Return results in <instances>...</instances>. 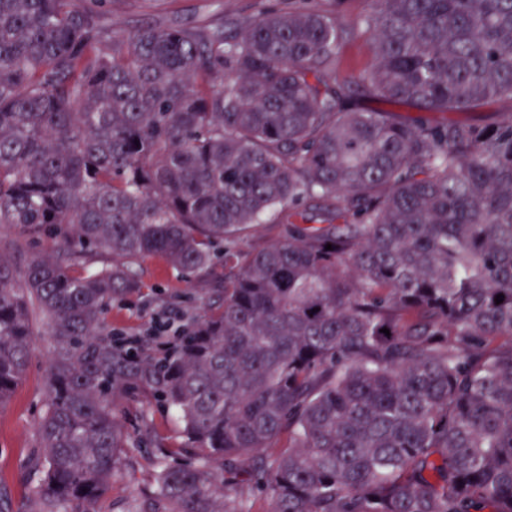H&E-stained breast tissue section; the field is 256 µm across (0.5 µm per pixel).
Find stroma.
Listing matches in <instances>:
<instances>
[{
    "label": "stroma",
    "instance_id": "1",
    "mask_svg": "<svg viewBox=\"0 0 512 512\" xmlns=\"http://www.w3.org/2000/svg\"><path fill=\"white\" fill-rule=\"evenodd\" d=\"M294 0H120L112 11V27L122 31L130 26L164 17L185 22L205 18L243 20L265 10L286 12ZM318 8L336 12L341 23H351L369 12L370 0H317ZM374 61V39L369 31L351 30L341 42L336 56L339 73L360 71ZM141 282L137 293L114 302L108 315L113 327L132 334L143 333L161 314L185 326L200 312L204 294L197 283L158 257L134 265ZM53 351L50 337H37L29 369L10 401L0 408V493L19 512L29 494L26 462L37 451L36 421L44 397L45 374ZM120 418L129 434L125 450L128 462L113 478L105 502L107 512H128L134 496L150 485L156 474L157 446L173 447L182 441L179 422L154 407L140 393L127 396L119 404Z\"/></svg>",
    "mask_w": 512,
    "mask_h": 512
}]
</instances>
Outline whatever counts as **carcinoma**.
Listing matches in <instances>:
<instances>
[{"mask_svg":"<svg viewBox=\"0 0 512 512\" xmlns=\"http://www.w3.org/2000/svg\"><path fill=\"white\" fill-rule=\"evenodd\" d=\"M115 2L0 0V405L54 342L27 512H104L133 391L184 441L131 512H512V113L345 95L512 100V0H373L343 78L333 12L116 32ZM219 242L172 349L112 330L134 263L201 279ZM374 61V39L367 30L349 32L341 42L336 56L338 73L360 71ZM352 98L358 101L365 108L373 110H384L396 112L402 118H416L438 122L443 120L466 119L475 123L485 124L497 120L502 115L512 113V101L509 100H492L476 109L465 113L459 112H418L416 109L407 105H390L377 100L360 97L355 92L351 93ZM288 233L287 224L264 223L254 227L243 240L239 242L238 249L249 252L253 249L268 246L281 241Z\"/></svg>","mask_w":512,"mask_h":512,"instance_id":"obj_1","label":"carcinoma"}]
</instances>
